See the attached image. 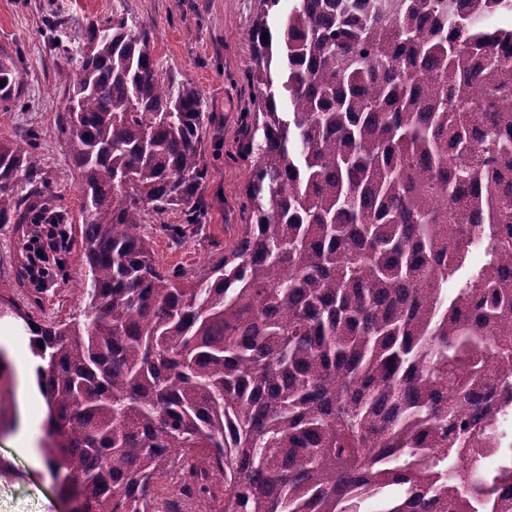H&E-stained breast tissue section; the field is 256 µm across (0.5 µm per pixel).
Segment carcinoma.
<instances>
[{"instance_id":"obj_1","label":"carcinoma","mask_w":512,"mask_h":512,"mask_svg":"<svg viewBox=\"0 0 512 512\" xmlns=\"http://www.w3.org/2000/svg\"><path fill=\"white\" fill-rule=\"evenodd\" d=\"M279 2L249 33L250 222L193 270L146 224L199 223L200 92L126 18L83 33L58 132L85 311L12 305L51 475L70 512H512V0H299L274 31ZM65 222L0 139V224Z\"/></svg>"}]
</instances>
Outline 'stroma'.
Instances as JSON below:
<instances>
[{"instance_id": "1", "label": "stroma", "mask_w": 512, "mask_h": 512, "mask_svg": "<svg viewBox=\"0 0 512 512\" xmlns=\"http://www.w3.org/2000/svg\"><path fill=\"white\" fill-rule=\"evenodd\" d=\"M257 6L258 0H0V59L14 60L20 81L15 101L0 103V137L22 142L28 132H37L35 152L49 191L74 229L81 223V196L57 129L67 98L55 47H77L88 22L122 16L148 31L161 80L193 83L209 117L203 129L208 176L199 189L201 222L196 231L175 238L166 227L184 224L183 213L151 216L155 258L170 269L199 268L235 246L249 218L245 187L250 166L240 153L256 95L245 69ZM27 232L24 224L0 225V320L7 318V301L24 306L34 295L42 316L80 314L85 303L75 285L83 280L85 267L79 235L70 236L68 265L36 285L22 274ZM14 419L11 413L0 417V512H69L58 485L38 469L35 457L12 447Z\"/></svg>"}]
</instances>
